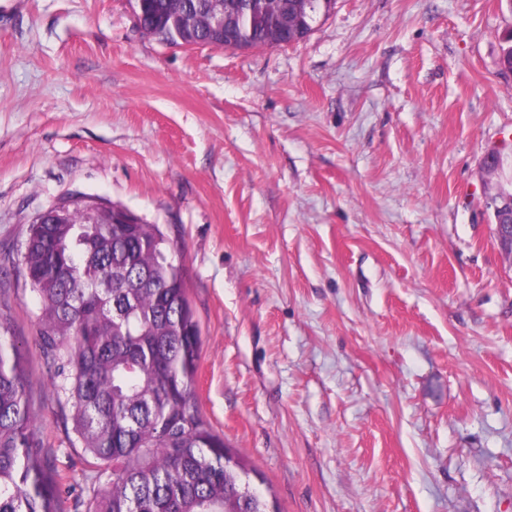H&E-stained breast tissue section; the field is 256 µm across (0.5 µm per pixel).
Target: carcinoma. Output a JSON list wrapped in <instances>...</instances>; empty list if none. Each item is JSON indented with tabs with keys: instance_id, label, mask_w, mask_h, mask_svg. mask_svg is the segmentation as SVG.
<instances>
[{
	"instance_id": "carcinoma-1",
	"label": "carcinoma",
	"mask_w": 512,
	"mask_h": 512,
	"mask_svg": "<svg viewBox=\"0 0 512 512\" xmlns=\"http://www.w3.org/2000/svg\"><path fill=\"white\" fill-rule=\"evenodd\" d=\"M245 36L266 45L307 37L336 0H258ZM187 22L211 0H140V28L167 45L236 44ZM40 308L38 341L71 404L84 471L107 476L86 512H279L250 469L204 423L194 400L200 330L180 263L158 224H32L21 257ZM0 304V512H64L58 474L42 455L24 358Z\"/></svg>"
}]
</instances>
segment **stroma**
<instances>
[{
	"instance_id": "obj_1",
	"label": "stroma",
	"mask_w": 512,
	"mask_h": 512,
	"mask_svg": "<svg viewBox=\"0 0 512 512\" xmlns=\"http://www.w3.org/2000/svg\"><path fill=\"white\" fill-rule=\"evenodd\" d=\"M507 0H336L306 39L165 45L130 0H0V302L51 467L83 482L20 265L51 205L162 225L202 419L280 512H512ZM494 154L499 165L494 169H479V176L483 186L480 210L483 216H488V208L494 213H510L512 215V137L510 142H504L498 149L489 151ZM505 183L510 185V191L504 189ZM493 212L489 213V219L494 224Z\"/></svg>"
}]
</instances>
